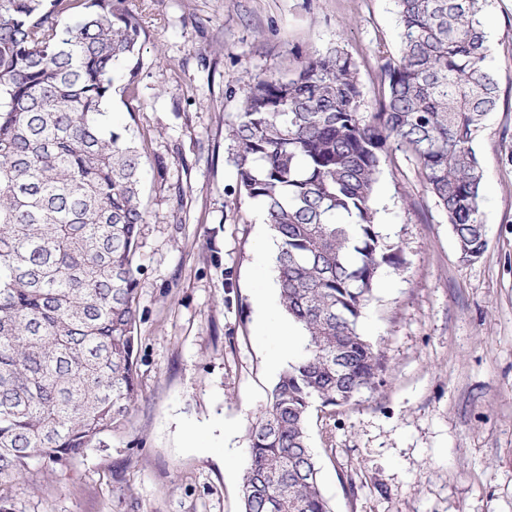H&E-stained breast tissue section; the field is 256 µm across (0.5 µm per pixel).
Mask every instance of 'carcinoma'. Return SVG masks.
<instances>
[{"label": "carcinoma", "instance_id": "1", "mask_svg": "<svg viewBox=\"0 0 512 512\" xmlns=\"http://www.w3.org/2000/svg\"><path fill=\"white\" fill-rule=\"evenodd\" d=\"M127 0H0V512L72 465L138 397L144 153L108 126L142 106L148 30ZM488 0H394L397 57L375 104L336 45L283 76L248 75L237 120L239 187L277 242L279 301L302 332L248 429L241 512H331L310 448L315 404L376 388L380 349L359 329L383 267H399L372 206L390 144L413 158L461 258L487 246L474 143L499 101Z\"/></svg>", "mask_w": 512, "mask_h": 512}]
</instances>
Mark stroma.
Returning <instances> with one entry per match:
<instances>
[{
    "instance_id": "35a3bbf8",
    "label": "stroma",
    "mask_w": 512,
    "mask_h": 512,
    "mask_svg": "<svg viewBox=\"0 0 512 512\" xmlns=\"http://www.w3.org/2000/svg\"><path fill=\"white\" fill-rule=\"evenodd\" d=\"M145 22L128 115L165 165L144 174L136 263L139 397L120 429L70 469H42L15 512H240L248 428L286 361L271 362L276 242L239 188L225 129L246 73H293L343 43L367 97L394 55L393 0H128ZM487 64L500 99L475 149L487 247L462 260L413 160L392 149L376 186L379 230L403 264L384 269L361 322L386 368L346 407L313 408L310 446L332 512H512V0H490ZM265 291L266 307L256 303Z\"/></svg>"
}]
</instances>
